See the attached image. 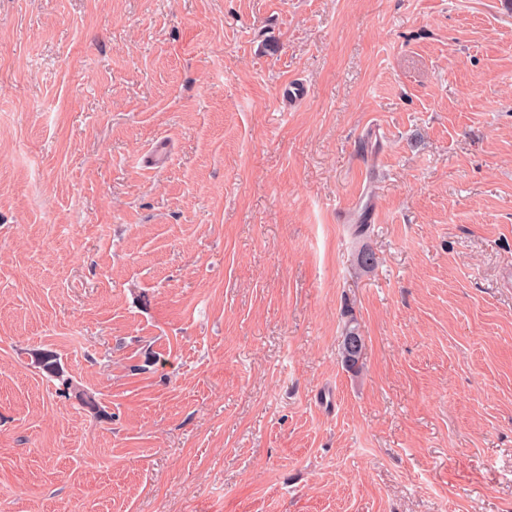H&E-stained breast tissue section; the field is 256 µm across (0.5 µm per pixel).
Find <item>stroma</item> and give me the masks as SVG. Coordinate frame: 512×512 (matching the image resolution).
I'll return each mask as SVG.
<instances>
[{
  "instance_id": "1",
  "label": "stroma",
  "mask_w": 512,
  "mask_h": 512,
  "mask_svg": "<svg viewBox=\"0 0 512 512\" xmlns=\"http://www.w3.org/2000/svg\"><path fill=\"white\" fill-rule=\"evenodd\" d=\"M0 512H512V0H0ZM344 315L346 317L350 316V318L346 321L344 326V336L341 343V360L347 371L357 374L363 367L362 351L364 348V339L359 334L356 319L352 316L351 310H346ZM352 336H358L362 340V344L357 349H354L352 345Z\"/></svg>"
}]
</instances>
